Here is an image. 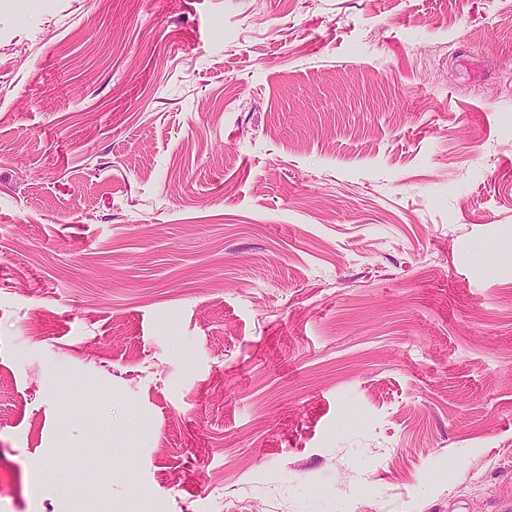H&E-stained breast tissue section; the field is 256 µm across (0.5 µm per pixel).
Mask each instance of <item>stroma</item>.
<instances>
[{
  "instance_id": "35a3bbf8",
  "label": "stroma",
  "mask_w": 512,
  "mask_h": 512,
  "mask_svg": "<svg viewBox=\"0 0 512 512\" xmlns=\"http://www.w3.org/2000/svg\"><path fill=\"white\" fill-rule=\"evenodd\" d=\"M0 512H512V0H0Z\"/></svg>"
}]
</instances>
